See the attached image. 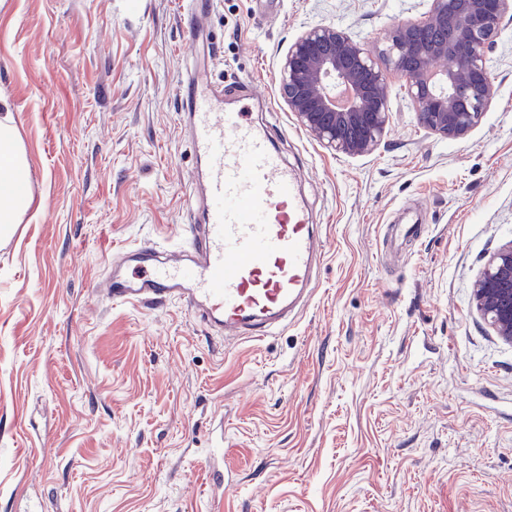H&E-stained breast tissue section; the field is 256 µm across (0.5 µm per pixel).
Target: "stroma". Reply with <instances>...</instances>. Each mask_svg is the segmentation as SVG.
I'll list each match as a JSON object with an SVG mask.
<instances>
[{
    "instance_id": "obj_1",
    "label": "stroma",
    "mask_w": 512,
    "mask_h": 512,
    "mask_svg": "<svg viewBox=\"0 0 512 512\" xmlns=\"http://www.w3.org/2000/svg\"><path fill=\"white\" fill-rule=\"evenodd\" d=\"M0 0V95L33 207L0 237V512H512V344L472 288L512 240V19L496 96L463 140L427 134L405 81L378 150L336 156L279 93L306 27L368 46L426 0ZM252 80L253 118L298 170L323 261L276 335L225 340L177 300L103 306L117 250L171 248L194 159L179 88ZM419 221L415 245L391 227ZM231 485L213 498L208 429ZM201 0H186L183 6L184 33L190 44H197L199 35L210 28L211 9L203 6Z\"/></svg>"
}]
</instances>
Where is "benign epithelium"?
Masks as SVG:
<instances>
[{
  "label": "benign epithelium",
  "instance_id": "7a95c632",
  "mask_svg": "<svg viewBox=\"0 0 512 512\" xmlns=\"http://www.w3.org/2000/svg\"><path fill=\"white\" fill-rule=\"evenodd\" d=\"M418 20L389 25L373 55L346 29L316 25L302 31L280 64V95L299 125L328 151L372 154L391 114L387 72L406 80L419 125L462 140L495 96L488 53L512 0H428ZM476 311L512 344V241L492 256L472 290Z\"/></svg>",
  "mask_w": 512,
  "mask_h": 512
}]
</instances>
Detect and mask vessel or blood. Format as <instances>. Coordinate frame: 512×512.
Listing matches in <instances>:
<instances>
[{
	"instance_id": "obj_1",
	"label": "vessel or blood",
	"mask_w": 512,
	"mask_h": 512,
	"mask_svg": "<svg viewBox=\"0 0 512 512\" xmlns=\"http://www.w3.org/2000/svg\"><path fill=\"white\" fill-rule=\"evenodd\" d=\"M211 11L185 0L184 33L197 43ZM254 96L244 83L237 104L204 74L180 96L196 165L184 246L144 241L118 251L92 295L112 305L183 302L225 339H261L280 330L304 305L322 253L321 227L306 221L298 176L271 146L268 127L254 122Z\"/></svg>"
}]
</instances>
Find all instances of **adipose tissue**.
I'll return each instance as SVG.
<instances>
[{
    "instance_id": "adipose-tissue-1",
    "label": "adipose tissue",
    "mask_w": 512,
    "mask_h": 512,
    "mask_svg": "<svg viewBox=\"0 0 512 512\" xmlns=\"http://www.w3.org/2000/svg\"><path fill=\"white\" fill-rule=\"evenodd\" d=\"M30 169L24 146L12 124L11 103L0 96V229L19 223L33 198L26 192Z\"/></svg>"
}]
</instances>
